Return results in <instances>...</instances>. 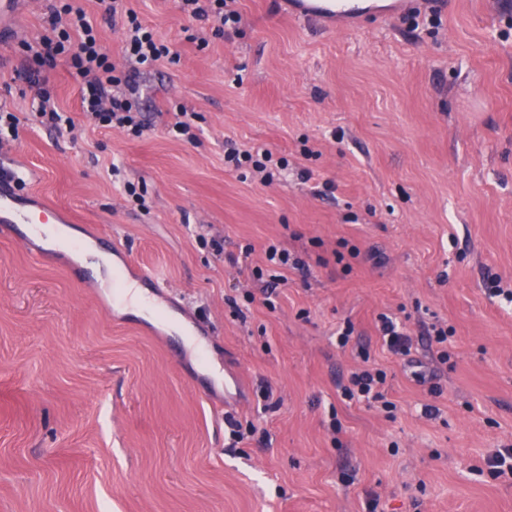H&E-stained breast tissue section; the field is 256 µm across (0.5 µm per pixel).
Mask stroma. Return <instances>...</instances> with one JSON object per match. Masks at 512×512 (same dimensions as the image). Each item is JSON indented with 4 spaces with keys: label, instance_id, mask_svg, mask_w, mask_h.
<instances>
[{
    "label": "stroma",
    "instance_id": "1",
    "mask_svg": "<svg viewBox=\"0 0 512 512\" xmlns=\"http://www.w3.org/2000/svg\"><path fill=\"white\" fill-rule=\"evenodd\" d=\"M56 3L0 19V109L21 120L0 167L86 247H122L128 276L161 272L183 301L172 315L210 329V364L82 282L78 251L0 231V512H366L375 494L377 512H512V480L485 465L512 445V303L491 293L512 283V0H446L434 25L413 24L428 9L410 0L346 30L237 0L220 38L177 0H129L174 54L135 75L138 139L90 123L61 57L43 76L75 128L35 120L18 74ZM179 111L196 140L166 134ZM228 140L286 158L287 176L228 167ZM276 240L308 269L269 307L251 270ZM382 312L413 337L410 362L382 347ZM438 320L444 365L424 337ZM364 362L386 372L394 414L342 397ZM233 420L254 434L233 443Z\"/></svg>",
    "mask_w": 512,
    "mask_h": 512
}]
</instances>
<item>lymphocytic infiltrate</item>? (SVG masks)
<instances>
[{
	"instance_id": "1",
	"label": "lymphocytic infiltrate",
	"mask_w": 512,
	"mask_h": 512,
	"mask_svg": "<svg viewBox=\"0 0 512 512\" xmlns=\"http://www.w3.org/2000/svg\"><path fill=\"white\" fill-rule=\"evenodd\" d=\"M106 21L125 22V56L140 65H151L170 57L168 45L142 24L137 13L127 7L125 0H100ZM235 0H179V7L196 19L215 18L216 33L237 29L240 13L234 9ZM69 55L71 66L81 77V102L86 116L95 124L117 128L139 137L149 125L134 103L136 88L131 76H119L107 49L102 45L97 29L82 9L68 4L54 8L47 21L40 47L32 55L33 64L24 71V79L35 87L39 123L57 130L72 126L73 120L59 112L51 95L41 87L42 69L53 66L57 56ZM386 375L378 369H359L351 372L343 394L367 404L385 400Z\"/></svg>"
}]
</instances>
